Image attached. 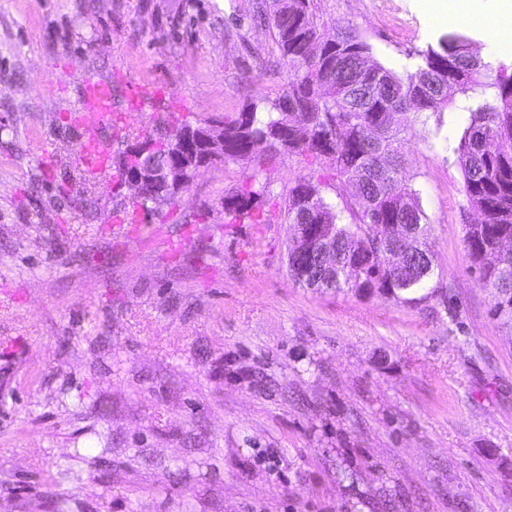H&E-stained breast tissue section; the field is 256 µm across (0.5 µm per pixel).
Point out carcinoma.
Here are the masks:
<instances>
[{
    "label": "carcinoma",
    "mask_w": 512,
    "mask_h": 512,
    "mask_svg": "<svg viewBox=\"0 0 512 512\" xmlns=\"http://www.w3.org/2000/svg\"><path fill=\"white\" fill-rule=\"evenodd\" d=\"M258 18L270 27L279 62L288 75L282 94L273 101L248 103L238 113L224 116L223 163L242 159L264 139L275 145L272 156H298L310 165H326L331 179L351 188L344 207L322 194L321 180L304 176L282 196L278 216L289 224H322L324 236L344 254L353 235L382 241L390 224L411 227L414 242L432 249L431 226L426 222L418 192L407 183L399 149L407 127L384 129L391 112H441L456 93L480 85L479 78L493 70L473 52L471 38L449 31L418 52L414 71L398 75L377 62L371 47L348 26L331 29L320 22L314 0H259ZM492 99L469 113L453 152L463 177L462 191L481 220L464 225V244L482 287L490 290L493 314L512 321V257L495 249L503 236L512 237V73L496 69ZM373 125L382 130L368 141L359 129ZM84 185L76 204L88 205L91 178L83 167L68 182ZM267 186L249 184L224 199V209L254 224L270 223V216L254 211L253 202ZM176 204V197L153 195L133 202V210L160 212ZM307 258L288 260V276L300 286L311 284L299 275ZM432 272L422 273L411 263L401 271L387 268L379 248L365 257L362 279L349 281L336 269V287L361 297H386L397 303L417 301L413 293L427 287Z\"/></svg>",
    "instance_id": "cac0c4a2"
}]
</instances>
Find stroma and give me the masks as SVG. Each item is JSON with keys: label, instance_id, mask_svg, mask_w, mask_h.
<instances>
[{"label": "stroma", "instance_id": "1", "mask_svg": "<svg viewBox=\"0 0 512 512\" xmlns=\"http://www.w3.org/2000/svg\"><path fill=\"white\" fill-rule=\"evenodd\" d=\"M256 0H0V512H512V322L493 316L463 237L452 151L481 91L408 125L406 178L432 226L412 304L314 290L286 272V223L224 198L297 156L216 163L141 243L112 228L127 142L73 121L88 81L139 138L279 97ZM448 0H316L397 74L446 33ZM512 68V35L460 23ZM151 96L133 105L130 89ZM108 140L92 205L57 189ZM267 186L258 182V188L254 184H249L240 193H236L231 197L224 198V209L240 218H249L253 224H269L270 216H264L263 211L254 212L253 202L265 195Z\"/></svg>", "mask_w": 512, "mask_h": 512}]
</instances>
